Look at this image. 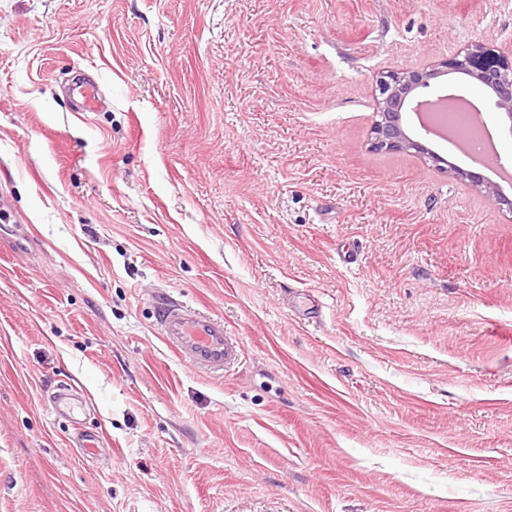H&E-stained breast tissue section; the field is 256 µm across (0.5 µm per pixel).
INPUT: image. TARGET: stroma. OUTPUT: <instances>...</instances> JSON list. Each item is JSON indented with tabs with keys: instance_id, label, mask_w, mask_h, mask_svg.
<instances>
[{
	"instance_id": "stroma-1",
	"label": "stroma",
	"mask_w": 512,
	"mask_h": 512,
	"mask_svg": "<svg viewBox=\"0 0 512 512\" xmlns=\"http://www.w3.org/2000/svg\"><path fill=\"white\" fill-rule=\"evenodd\" d=\"M472 41L512 0H0V512H512V214L370 147L376 72ZM69 94L80 103L82 112H94L102 104V97L96 81H81L73 83ZM160 335L183 362L207 372H229L243 358V345L224 320L178 303L162 304L157 313Z\"/></svg>"
}]
</instances>
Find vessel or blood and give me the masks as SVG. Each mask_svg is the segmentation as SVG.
Here are the masks:
<instances>
[{"instance_id":"obj_1","label":"vessel or blood","mask_w":512,"mask_h":512,"mask_svg":"<svg viewBox=\"0 0 512 512\" xmlns=\"http://www.w3.org/2000/svg\"><path fill=\"white\" fill-rule=\"evenodd\" d=\"M69 94L82 111L94 112L102 104L97 82L73 83ZM160 335L183 362L207 372H228L243 358V345L232 336L222 318L177 303L162 304L157 313Z\"/></svg>"}]
</instances>
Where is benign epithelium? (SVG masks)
<instances>
[{
  "label": "benign epithelium",
  "instance_id": "benign-epithelium-1",
  "mask_svg": "<svg viewBox=\"0 0 512 512\" xmlns=\"http://www.w3.org/2000/svg\"><path fill=\"white\" fill-rule=\"evenodd\" d=\"M465 72L493 92L494 107L509 122L512 134V60L480 41H472L439 63L436 69L383 71L375 82L376 119L370 146L379 151H412L436 167L446 160L420 139L409 135L403 126V112L417 90L430 86L442 73ZM453 177L469 182L499 209L512 213V198L474 172L448 166Z\"/></svg>",
  "mask_w": 512,
  "mask_h": 512
}]
</instances>
